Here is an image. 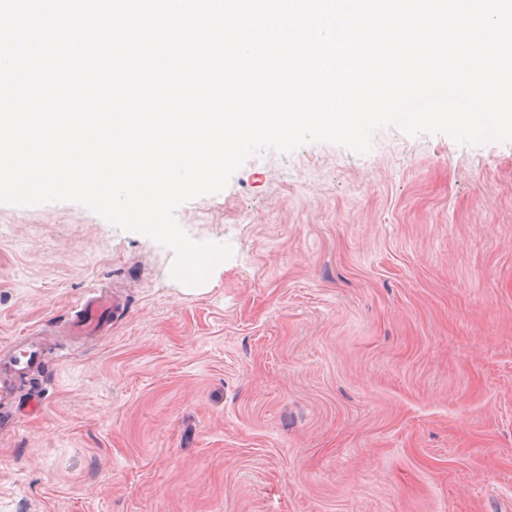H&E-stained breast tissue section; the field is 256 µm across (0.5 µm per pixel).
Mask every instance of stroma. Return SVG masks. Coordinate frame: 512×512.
Wrapping results in <instances>:
<instances>
[{
	"mask_svg": "<svg viewBox=\"0 0 512 512\" xmlns=\"http://www.w3.org/2000/svg\"><path fill=\"white\" fill-rule=\"evenodd\" d=\"M230 259L0 203V512H512V143L390 126L251 156L176 211ZM118 303L70 331L92 292ZM36 333L29 331L26 336L13 340L5 357V370L0 369V397L10 395L15 378L40 366L42 352L38 342L32 337Z\"/></svg>",
	"mask_w": 512,
	"mask_h": 512,
	"instance_id": "obj_1",
	"label": "stroma"
}]
</instances>
